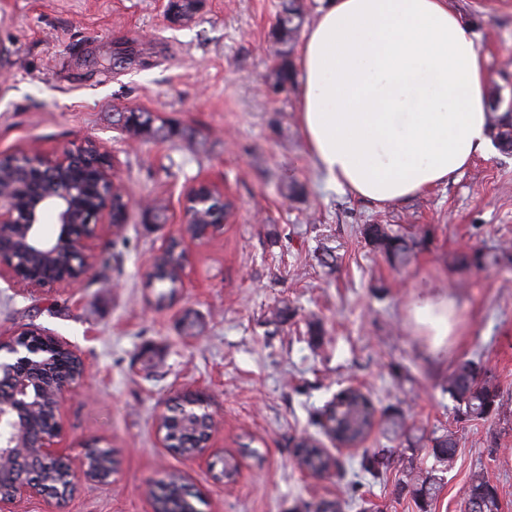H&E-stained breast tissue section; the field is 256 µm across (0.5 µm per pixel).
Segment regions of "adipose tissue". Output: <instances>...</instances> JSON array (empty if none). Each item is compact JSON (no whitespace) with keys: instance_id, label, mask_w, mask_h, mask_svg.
<instances>
[{"instance_id":"obj_1","label":"adipose tissue","mask_w":512,"mask_h":512,"mask_svg":"<svg viewBox=\"0 0 512 512\" xmlns=\"http://www.w3.org/2000/svg\"><path fill=\"white\" fill-rule=\"evenodd\" d=\"M294 62L296 120L328 181L376 204L415 196L488 145L484 61L448 0H320ZM442 358L455 297L431 278L406 306Z\"/></svg>"}]
</instances>
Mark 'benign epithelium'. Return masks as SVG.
Masks as SVG:
<instances>
[{
	"mask_svg": "<svg viewBox=\"0 0 512 512\" xmlns=\"http://www.w3.org/2000/svg\"><path fill=\"white\" fill-rule=\"evenodd\" d=\"M26 171H48L52 185L32 191L17 177L0 178V279L30 290L67 288L80 282L93 266L91 241L99 225L116 232L123 221L115 218L129 201L117 183L111 156L94 144L65 148L53 158L26 157ZM211 183L197 181L183 201V223L197 231L194 242L221 234L224 220L212 221L192 206L201 202ZM54 215L56 230H43V217ZM85 372L84 363L65 341L34 326L12 336L0 337V383L8 395H0V479L24 456L13 452L18 442L37 449L34 463H51L64 456L59 437L67 398ZM51 497L25 482L15 486L5 506L24 497Z\"/></svg>",
	"mask_w": 512,
	"mask_h": 512,
	"instance_id": "7a95c632",
	"label": "benign epithelium"
}]
</instances>
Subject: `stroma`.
Returning <instances> with one entry per match:
<instances>
[{
  "instance_id": "obj_1",
  "label": "stroma",
  "mask_w": 512,
  "mask_h": 512,
  "mask_svg": "<svg viewBox=\"0 0 512 512\" xmlns=\"http://www.w3.org/2000/svg\"><path fill=\"white\" fill-rule=\"evenodd\" d=\"M490 74L512 103V0H448ZM280 0H204L196 18H167L162 0H0V157L94 143L116 159L135 206L121 237L99 230L95 253L113 251L75 287L26 292L0 280V336L27 325L66 339L87 372L62 414L71 464L85 443L115 449L111 480L81 481L64 504L40 497L13 512H153L152 489L179 471L200 512H418L396 486L421 467L424 447L373 431L337 450L320 425L325 405L361 388L377 414L401 413L425 433L456 431L459 451L430 512H461L474 474L512 512V155L490 148L450 179L381 207L354 197L312 164L295 120L296 87L271 92V37ZM141 108L190 129L167 141L125 132L116 113ZM232 202L223 234L190 245L173 301L157 305L147 282L169 239L185 234L184 194L194 178ZM158 200L167 222L147 226L138 204ZM365 224H388L411 247L402 267L366 245ZM496 268L478 265L483 255ZM462 303L463 327L435 363L427 337L406 322L419 277ZM288 305L287 321L271 311ZM200 333L182 334L185 312ZM472 359L492 370L502 406L487 421L457 418L448 371ZM207 394L220 426L204 459L163 448L161 414L180 394ZM320 439L338 470L300 471L298 446ZM394 446L380 479L363 451ZM239 461L233 481L215 462Z\"/></svg>"
}]
</instances>
